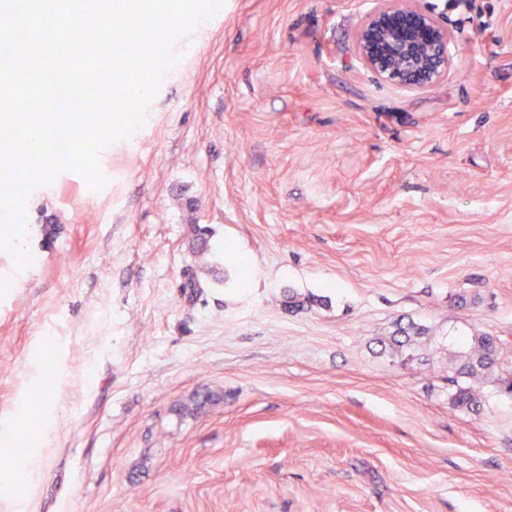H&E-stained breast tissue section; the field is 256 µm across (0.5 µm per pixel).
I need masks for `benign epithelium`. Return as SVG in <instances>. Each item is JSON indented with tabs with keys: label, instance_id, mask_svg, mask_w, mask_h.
I'll use <instances>...</instances> for the list:
<instances>
[{
	"label": "benign epithelium",
	"instance_id": "benign-epithelium-1",
	"mask_svg": "<svg viewBox=\"0 0 512 512\" xmlns=\"http://www.w3.org/2000/svg\"><path fill=\"white\" fill-rule=\"evenodd\" d=\"M455 36L418 0H378L359 22L355 55L377 78L408 91L432 88L448 77Z\"/></svg>",
	"mask_w": 512,
	"mask_h": 512
}]
</instances>
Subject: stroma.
I'll list each match as a JSON object with an SVG mask.
<instances>
[{
	"mask_svg": "<svg viewBox=\"0 0 512 512\" xmlns=\"http://www.w3.org/2000/svg\"><path fill=\"white\" fill-rule=\"evenodd\" d=\"M420 4L458 44L411 92L355 57L376 0H225L104 185L31 188L0 512H512V398H448L473 337L512 336V0Z\"/></svg>",
	"mask_w": 512,
	"mask_h": 512,
	"instance_id": "1",
	"label": "stroma"
}]
</instances>
